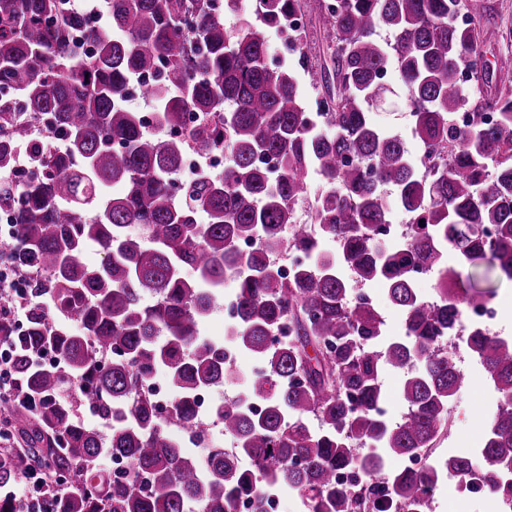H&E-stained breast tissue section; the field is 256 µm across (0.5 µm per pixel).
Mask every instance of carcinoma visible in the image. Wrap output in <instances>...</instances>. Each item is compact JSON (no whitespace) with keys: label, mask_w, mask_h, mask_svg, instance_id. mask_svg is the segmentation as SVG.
Wrapping results in <instances>:
<instances>
[{"label":"carcinoma","mask_w":512,"mask_h":512,"mask_svg":"<svg viewBox=\"0 0 512 512\" xmlns=\"http://www.w3.org/2000/svg\"><path fill=\"white\" fill-rule=\"evenodd\" d=\"M64 2L0 0V174L20 153L28 162L24 178L0 180V210L15 229L8 250L30 263L11 369L36 402L0 396V417L27 446L6 455L0 484L44 461L50 479L78 477L42 497L43 512H231L241 497L264 512L266 497L283 488L306 512H430V487L472 490L476 473L512 499L504 469L512 340L480 328L463 343L498 401L479 453L387 471L382 456L358 451L411 458L448 432V401L464 376L444 342L477 288L448 266V254L496 261L512 278V53L498 61L494 92L472 108L491 116L464 128L453 122L470 105L461 76L478 71L483 15L461 27L465 0H334L321 20L333 41L336 95L313 115L297 67L271 56L268 39L299 0H252L232 30L216 0H109L112 34L90 33L87 55L71 47L84 15ZM381 30L392 40L380 41ZM390 67L412 135L430 149L419 161L371 117ZM145 74L155 75L147 96L167 138L144 131L123 103ZM37 125L65 149L36 138ZM219 147L224 174L172 175L187 152ZM395 206L409 216L406 237L381 248ZM131 224L143 234H129ZM255 240L259 247L243 249ZM327 241L336 253L324 250ZM90 245L104 253L98 267L83 261ZM273 253L302 261L287 277ZM345 269L387 291L404 335L383 336L382 316L350 300ZM419 270L437 275V300L420 297ZM229 276L238 318L224 339L203 336ZM45 292L51 310L39 304ZM146 294L154 303H142ZM48 346L59 364L34 367ZM226 348L251 354L260 371L204 419L196 394L238 377ZM385 367L403 375L407 412L395 423L378 414ZM160 371L172 391L165 417L146 391ZM81 410L109 430L85 423ZM214 422L236 446L204 460L170 432L188 427L204 441ZM102 454L130 468L106 475L92 466ZM241 455L253 467L240 468ZM340 472L356 477L347 483ZM0 512H35V504L0 499Z\"/></svg>","instance_id":"carcinoma-1"}]
</instances>
